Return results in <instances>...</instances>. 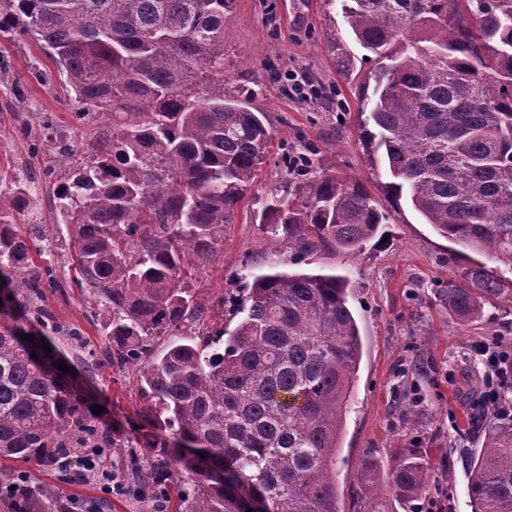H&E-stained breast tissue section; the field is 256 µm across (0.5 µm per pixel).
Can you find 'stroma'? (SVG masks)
I'll return each mask as SVG.
<instances>
[{"instance_id": "stroma-1", "label": "stroma", "mask_w": 512, "mask_h": 512, "mask_svg": "<svg viewBox=\"0 0 512 512\" xmlns=\"http://www.w3.org/2000/svg\"><path fill=\"white\" fill-rule=\"evenodd\" d=\"M334 37L349 38L339 0H236L224 25V91L251 93L252 107L266 114L272 132L252 195L265 197L287 179L288 158L304 153L320 168L363 184L388 217L386 234L358 256L319 249L294 264L285 244L256 224L252 203H243L222 249L192 281L197 301L208 311L199 329L232 330L235 321L224 315L220 300L248 287L266 260H287L291 272L346 276L363 355L338 456L336 483L344 512H353L360 460L370 454L389 461L396 447L412 438L426 447L435 469L430 499L444 503L445 512H472L466 459L481 446L472 418L488 380L474 347L496 335L500 348L512 350V304L486 306L481 318L462 322L439 300L438 290L456 271L459 255L453 242L408 204L389 202V175L371 166L357 112V90L377 63L351 46L354 68L344 76L327 47ZM292 70L314 87L306 99L288 92L286 75ZM11 77L22 82L24 107L16 105L7 84ZM75 110L56 67L33 40L0 36V193L25 166L44 173L52 165L51 156L34 154V145L63 135L74 138L78 148L87 147V138L77 134ZM33 224L40 227L44 260L60 281L47 289L46 304L62 329L54 343L71 369L69 382L87 408L101 406V426L123 442L112 451V471L118 480L133 483L136 461L162 432L140 414L138 367L103 363L89 370L82 363L83 347L99 350L107 340L88 297L71 279L69 237L57 222L54 188L45 174L37 206L20 219L19 228L25 232ZM69 329L80 332L81 345L65 339ZM406 389L422 400L413 425L398 403ZM63 493L80 504L104 503L106 512H151L140 497L106 494L98 479L70 483Z\"/></svg>"}]
</instances>
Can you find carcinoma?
Here are the masks:
<instances>
[{"label": "carcinoma", "instance_id": "cac0c4a2", "mask_svg": "<svg viewBox=\"0 0 512 512\" xmlns=\"http://www.w3.org/2000/svg\"><path fill=\"white\" fill-rule=\"evenodd\" d=\"M234 0H0V32L29 36L82 105L112 129L81 158L64 141L58 191L75 275L95 302L105 356L140 367L146 419L171 437L148 448L137 469L142 497L158 506L177 491L178 512H247L236 488L204 460L235 474L267 512H341L336 460L362 355L336 274L280 271L272 261L246 296L227 301L230 331L190 334L204 320L191 281L224 243L272 138L264 113L224 94V22ZM359 45L380 58L363 85L361 130L390 174L386 192L407 197L443 237L483 252L460 267L439 298L458 319L496 300L512 303V0H343ZM328 47L344 75L345 46ZM23 173L0 194V456L84 479L87 450L117 447L84 412L40 347L20 338L29 316L57 333L38 234L18 229L38 197ZM258 224L293 258L319 248L360 254L387 217L360 183L325 172L289 181L257 202ZM171 340L161 352L155 340ZM37 357H31V353ZM468 459L473 512H512V418L480 426ZM357 512H398L421 503L433 467L416 443L388 467L359 465ZM61 487L0 494V512H71Z\"/></svg>", "mask_w": 512, "mask_h": 512}]
</instances>
